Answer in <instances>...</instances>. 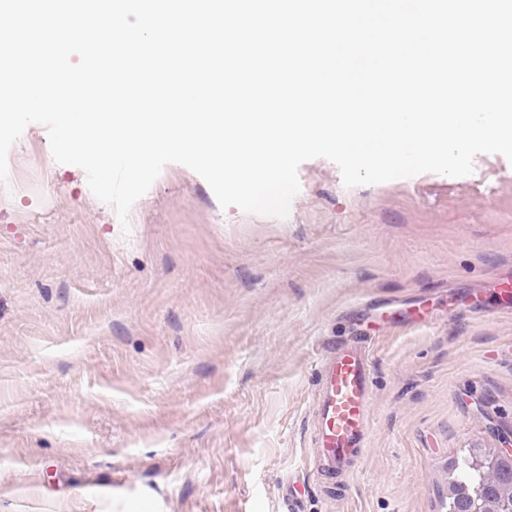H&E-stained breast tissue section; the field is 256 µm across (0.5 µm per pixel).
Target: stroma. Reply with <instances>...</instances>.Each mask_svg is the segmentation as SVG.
Instances as JSON below:
<instances>
[{
  "instance_id": "35a3bbf8",
  "label": "stroma",
  "mask_w": 512,
  "mask_h": 512,
  "mask_svg": "<svg viewBox=\"0 0 512 512\" xmlns=\"http://www.w3.org/2000/svg\"><path fill=\"white\" fill-rule=\"evenodd\" d=\"M345 187L302 163L287 219L166 165L127 222L43 125L0 184V512H448V466L512 431V315L448 312L512 270V162ZM435 324L368 345L365 455L309 472L314 361L372 298Z\"/></svg>"
}]
</instances>
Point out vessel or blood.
I'll return each mask as SVG.
<instances>
[{
	"label": "vessel or blood",
	"instance_id": "vessel-or-blood-1",
	"mask_svg": "<svg viewBox=\"0 0 512 512\" xmlns=\"http://www.w3.org/2000/svg\"><path fill=\"white\" fill-rule=\"evenodd\" d=\"M387 325L422 324L429 313L414 309H378ZM318 403L314 412L310 468L318 475L344 477L362 458L370 428L372 377L370 361L362 342H331L316 363Z\"/></svg>",
	"mask_w": 512,
	"mask_h": 512
}]
</instances>
